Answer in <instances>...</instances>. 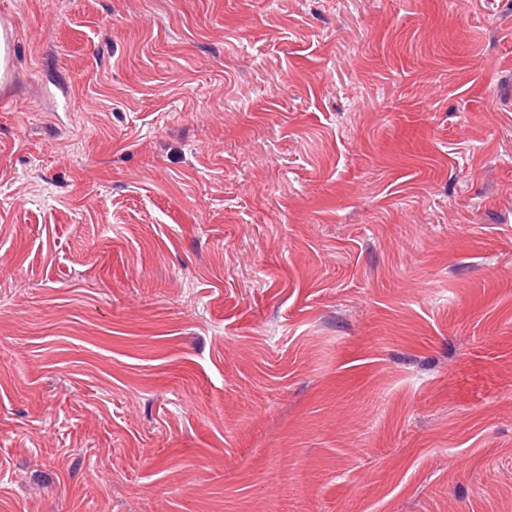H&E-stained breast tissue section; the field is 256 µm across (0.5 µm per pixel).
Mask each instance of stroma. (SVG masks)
Returning a JSON list of instances; mask_svg holds the SVG:
<instances>
[{
    "label": "stroma",
    "instance_id": "1",
    "mask_svg": "<svg viewBox=\"0 0 512 512\" xmlns=\"http://www.w3.org/2000/svg\"><path fill=\"white\" fill-rule=\"evenodd\" d=\"M0 27V512H512V0Z\"/></svg>",
    "mask_w": 512,
    "mask_h": 512
}]
</instances>
